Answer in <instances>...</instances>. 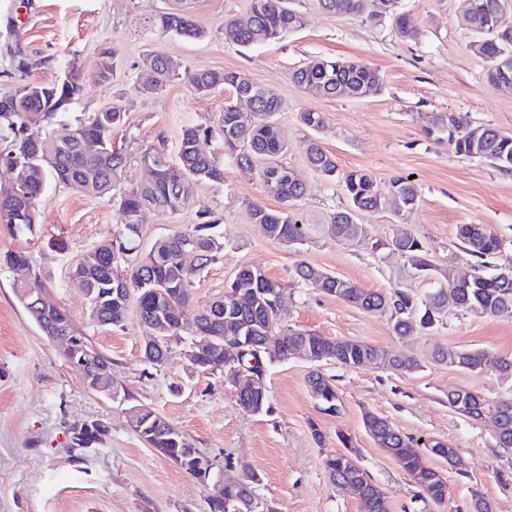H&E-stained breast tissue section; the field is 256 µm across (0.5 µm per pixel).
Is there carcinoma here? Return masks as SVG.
I'll return each mask as SVG.
<instances>
[{
	"label": "carcinoma",
	"instance_id": "obj_1",
	"mask_svg": "<svg viewBox=\"0 0 512 512\" xmlns=\"http://www.w3.org/2000/svg\"><path fill=\"white\" fill-rule=\"evenodd\" d=\"M370 1L393 15L401 36L416 37L417 29L411 25L408 15L398 10L399 0H319V4L328 12L345 15L364 13ZM506 2L508 0H469L467 21L472 30L486 35L474 48L489 63L487 79L493 84L500 83L505 74L512 77V28L501 29L499 35L490 32L492 18L502 16ZM155 23L166 33L194 40L206 37V31L193 19L188 0H170L168 11L157 15ZM302 25L303 17L290 7V0H250L248 17L224 20V33L233 44L247 48L280 40ZM150 57L149 65L141 69L138 77L139 87L144 92H155L172 79L183 81L197 95H208L225 87L233 90L234 96L224 103L217 126L184 127L174 158L159 149L144 152L140 161L149 163L152 173L136 188L118 194L124 157L112 149L111 139L112 129L124 120L118 105H112L110 112H96L71 125L64 122L63 114L79 98L88 80L78 68H72L58 80L41 83V97L27 96L26 85L22 84L0 95V140L6 143L0 153V163L8 169L20 166L14 193L0 196V223L20 232L33 231L38 224L37 201L52 182L91 199L108 195L116 198L122 230L114 239L86 251L73 267L70 279L88 296L90 316L102 326H124L129 306L134 303L140 325L148 336L171 339L182 336L188 328L192 336L200 331L213 337L215 343L200 348L195 362L190 364L195 371L214 373L231 362L242 377H260L268 365L295 357L298 347L306 340L313 344L310 353L319 349L326 354V359L344 366L358 367L383 360L399 370L417 368L418 361L389 358L372 344L322 336L288 325L284 308L276 303V296L283 294L284 285L257 267L240 268L233 279V287L198 307L192 323L186 322L193 278L218 260L223 250L216 232L218 220L204 210L200 212L201 222L160 237L146 248L141 244L139 226L140 215L146 209L173 215L191 204L198 184L224 182L223 164L215 155L199 149L200 139L219 138L224 154L233 156L241 166L249 167L258 158L267 160L262 170L264 176L281 171L276 194L284 208L271 210L254 206L250 209L252 221L263 225L267 235L281 243L295 245L306 238L308 225L300 223L288 210V205L303 194V184L290 168L279 162L286 145L275 116L284 111L286 105L275 93L240 71L186 67L179 73L172 68L168 57L160 53H152ZM320 63L315 70L302 66L295 69L292 81L304 89L314 82L322 95L336 99L358 98L381 88L377 72L358 61L322 59ZM117 66L118 55L114 50L110 58L101 56L91 78L107 80ZM86 139L100 141L99 161H88L83 156L80 145ZM448 147L458 156L484 159L500 171H512V136L503 135L488 125L467 127L461 136L448 142ZM305 155L308 164L325 177L341 176L348 207L332 214L330 230L342 240L354 241L365 233L364 225L356 223L354 213L383 210L395 197L400 208L394 207L392 211L403 220L419 201L417 185L407 178L397 177L381 188L364 170L338 174L335 160L316 141L307 143ZM456 236L479 259L474 275L467 280L448 279L447 273L435 267L423 242L410 232H402L388 244L389 249L406 259L413 275L431 279L429 288L421 296L402 288L388 294L371 291L348 279H336L331 273L304 262L295 266V275L302 283L324 294L388 317L393 335L400 339L410 336L416 329L431 330L438 322V309L448 305L450 290L454 293V305L460 310L485 316L512 311V253L506 258L500 256L499 237L485 224L461 225ZM489 258L499 260L493 274L486 272ZM0 266L19 275L15 281L18 299L44 334L52 340L63 337L66 360L83 362L86 387L102 394L112 392V361L73 327L65 309L39 304L30 296L32 292L43 290V285L27 255L19 251L0 254ZM246 325L257 328L250 349L237 354L224 351V337L244 335ZM168 347L169 343L165 342L159 348L143 350L145 360L154 367L161 366L167 358ZM431 359L450 368L458 369L463 364L467 371L490 370L512 376V359L485 349L437 347ZM308 385L325 411L337 408L336 387L322 373L311 372ZM250 387L249 382H240L237 401L244 410L259 413L266 408L268 396L253 393ZM489 410L505 428L507 447L512 448V397L489 401L481 396L473 401L466 418L477 421ZM130 423L149 447L188 475L198 477V466L204 454L189 447L182 432L154 409L133 407ZM363 425L378 448L398 463L424 505L445 500L447 483L442 471L422 460L427 443L400 433L385 418L371 411L364 413ZM78 431L79 436L74 441L78 448H87L108 434L106 426L98 421L84 423ZM342 443L348 451L323 460L330 481L350 493L358 485L365 486L374 505L371 512H390L388 496L359 464L357 453L351 450L352 441L344 436ZM244 475L245 483L222 490L224 499L232 502L229 509L276 512L256 495L259 476L247 464Z\"/></svg>",
	"mask_w": 512,
	"mask_h": 512
}]
</instances>
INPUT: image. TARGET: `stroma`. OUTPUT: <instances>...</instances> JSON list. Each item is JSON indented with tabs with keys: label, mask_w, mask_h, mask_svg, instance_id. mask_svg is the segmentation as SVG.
I'll use <instances>...</instances> for the list:
<instances>
[{
	"label": "stroma",
	"mask_w": 512,
	"mask_h": 512,
	"mask_svg": "<svg viewBox=\"0 0 512 512\" xmlns=\"http://www.w3.org/2000/svg\"><path fill=\"white\" fill-rule=\"evenodd\" d=\"M249 0H196V23L207 35L186 40L148 27L165 0H0V93L30 81H52L70 67L94 73L103 50L116 48L113 77L90 80L65 118L75 121L112 104L122 106L124 123L113 129L112 144L125 163L119 187L127 191L146 177L140 156L150 149L177 151L182 127L216 123L231 89L197 96L183 81L145 93L137 80L149 52L166 55L177 67L242 71L271 88L287 109L277 122L288 150L282 163L304 185L291 210L310 231L304 244L287 246L251 223L257 204L282 206L261 177L262 161L242 167L224 158V181L197 187L192 204L162 216L144 212L142 244L199 222L211 211L220 221L221 258L194 280L191 295L201 306L224 291L243 266L262 268L285 286L284 309L293 327L325 336L373 344L401 359H416L415 371L382 363L346 367L335 361L313 363L300 357L270 366L269 408L242 411L231 376L193 373L185 344L174 340L164 366L143 359L145 331L136 314L124 326L103 327L90 317L85 294L70 286V272L93 246L121 229L111 198H88L63 186H49L37 202L33 231L0 224V252L22 251L40 274L50 303L68 312L74 326L112 361L111 394L89 390L62 346L50 341L19 303L14 272L0 268V512H207L216 480L240 476L241 464L259 475L258 497L276 512H366L354 494L330 482L322 462L343 452L351 438L358 458L388 495L391 512H468L474 493H482L495 512H512V449L500 448L492 417L473 421L448 405L449 392L469 390L486 399L512 395V378L492 371H465L433 362L435 347L480 348L512 357V312L495 316L449 308L429 331L394 337L387 317L297 283L299 262L322 268L364 288L424 292L404 258L386 250L399 231L421 238L440 269L471 272L476 259L456 238L461 224L490 225L512 250V173L487 161L456 156L447 142L426 137V115L453 112L468 124H489L512 135V88L488 82V65L473 44L478 35L466 23L465 0H401L418 35L396 32L390 15H334L317 0H292L303 26L286 38L239 48L224 38V21L243 16ZM19 48L27 67L17 71L5 53ZM313 58L351 59L378 71L380 92L362 99H329L299 88L291 72ZM322 112L321 132L306 129L300 112ZM319 138L340 170H364L379 185L414 177L420 199L405 222L390 210L357 217L365 237L343 241L326 230L331 213L348 199L338 181L315 172L304 145ZM66 250L53 248V241ZM331 378L339 395L338 412L321 411L307 383L311 371ZM155 409L213 462L212 481L202 484L158 454L132 430V407ZM374 412L404 435L439 439L457 451V462L427 457L448 485L443 504L423 506L415 499L396 461L376 447L363 427ZM86 421L108 433L91 447L71 445L72 430Z\"/></svg>",
	"instance_id": "obj_1"
}]
</instances>
